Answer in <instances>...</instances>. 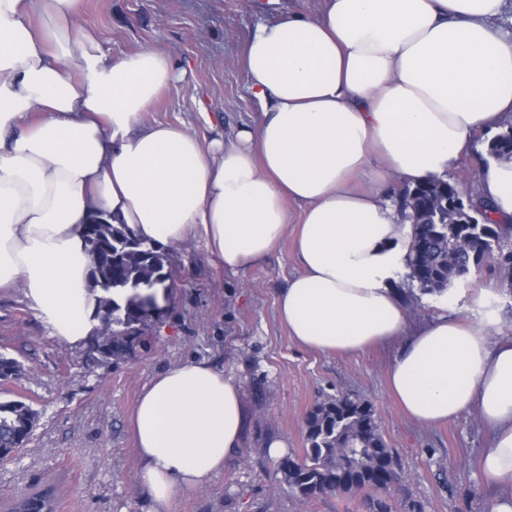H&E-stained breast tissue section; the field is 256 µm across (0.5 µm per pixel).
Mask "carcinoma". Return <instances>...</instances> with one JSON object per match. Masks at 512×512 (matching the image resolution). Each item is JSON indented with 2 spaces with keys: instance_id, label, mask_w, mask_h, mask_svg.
Instances as JSON below:
<instances>
[{
  "instance_id": "obj_1",
  "label": "carcinoma",
  "mask_w": 512,
  "mask_h": 512,
  "mask_svg": "<svg viewBox=\"0 0 512 512\" xmlns=\"http://www.w3.org/2000/svg\"><path fill=\"white\" fill-rule=\"evenodd\" d=\"M461 195L458 182L433 180L404 185L391 195L401 219L413 225L410 278L430 293H443L455 280L484 262L512 274V226L491 217L492 206L468 193L469 220L463 222L446 203ZM92 287L100 289L96 316L102 328L90 337L98 360L132 357L150 347L146 328L154 306L144 290L168 281V254L130 236L123 224H87ZM24 366L0 353V382L19 379ZM37 413L22 401L0 402V461L13 459L28 443ZM305 448L277 467V482L308 503L327 493L360 500L364 512H424L413 497L399 453L385 439L374 405L350 394L317 402L304 418ZM8 512H53L49 490L19 499Z\"/></svg>"
}]
</instances>
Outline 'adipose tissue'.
I'll return each instance as SVG.
<instances>
[{
  "instance_id": "obj_1",
  "label": "adipose tissue",
  "mask_w": 512,
  "mask_h": 512,
  "mask_svg": "<svg viewBox=\"0 0 512 512\" xmlns=\"http://www.w3.org/2000/svg\"><path fill=\"white\" fill-rule=\"evenodd\" d=\"M81 2L0 0V288L21 286L73 345L97 309L84 225L198 240L233 273L293 235L300 271L277 301L292 339L345 355L395 346L388 385L404 415L432 428L478 413L487 512H512V336L492 339L478 287V319L412 327L401 285L413 230L385 195L394 179L446 177L477 132L512 118V33L490 24L504 0H320L316 14L257 24L243 67L261 114L230 142L144 124L179 76L171 56L112 57L77 28ZM40 6L50 28L33 22ZM478 180L512 219V162ZM290 200L305 206L293 227ZM245 415L240 380L208 360L151 379L130 425L153 512L223 472Z\"/></svg>"
}]
</instances>
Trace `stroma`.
Wrapping results in <instances>:
<instances>
[{"label":"stroma","instance_id":"1","mask_svg":"<svg viewBox=\"0 0 512 512\" xmlns=\"http://www.w3.org/2000/svg\"><path fill=\"white\" fill-rule=\"evenodd\" d=\"M318 6L319 0H83L79 25L115 56L168 50L184 75L144 121L183 123L205 141L213 135L207 114H220L228 139L257 120L261 106L241 65L255 26L288 11L312 14ZM170 254L172 298L151 318V349L125 360L102 363L88 344L58 342L21 289H0V353L26 368L19 380L0 385V400L23 401L38 414L25 451L0 464V505L51 483L57 512H150L138 480L132 408L158 372L206 359L240 378L250 408L245 437L222 473L175 498L169 512H363L359 500L339 494L302 503L276 489L278 460L265 449L280 440L288 453H300L307 411L339 392L374 404L425 512H485L478 454L489 435L477 414L436 429L417 426L388 391L393 348L327 355L290 338L277 299L300 270L291 239L235 274L196 242ZM457 285L488 288L499 328L512 335V287L493 266L471 270Z\"/></svg>","mask_w":512,"mask_h":512}]
</instances>
